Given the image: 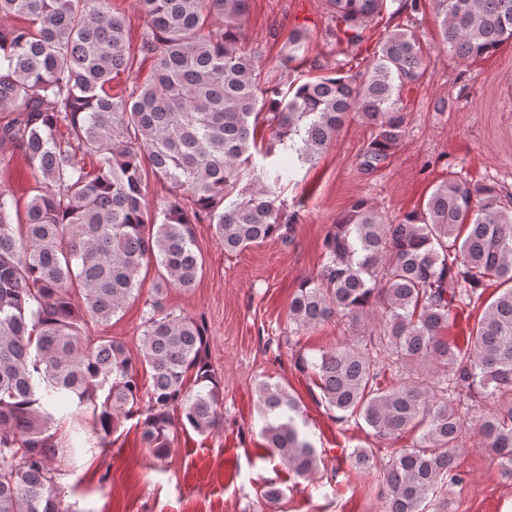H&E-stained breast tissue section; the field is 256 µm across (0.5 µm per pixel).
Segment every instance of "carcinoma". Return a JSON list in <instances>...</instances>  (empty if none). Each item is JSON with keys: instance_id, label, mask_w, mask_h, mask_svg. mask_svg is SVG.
I'll list each match as a JSON object with an SVG mask.
<instances>
[{"instance_id": "obj_1", "label": "carcinoma", "mask_w": 512, "mask_h": 512, "mask_svg": "<svg viewBox=\"0 0 512 512\" xmlns=\"http://www.w3.org/2000/svg\"><path fill=\"white\" fill-rule=\"evenodd\" d=\"M387 2L326 0L338 39L359 43ZM433 3L443 47L460 60L512 42V0ZM139 4L147 23L133 53L112 0H0L1 20L26 21L0 28V173L17 151L40 184L23 224L0 185V512H72L49 464L76 463L75 444L60 446L51 433L72 407L91 413L103 445L140 417L159 462L172 444L171 412L199 434L222 425L204 326L163 304L166 289L189 290L202 271L193 225H213L227 253L288 239L294 221L281 188L294 162L315 164L356 114L375 129L361 165L377 167L405 133L401 91L425 73L427 47L396 28L363 73L316 76L283 94L263 86L261 52L241 32L249 0ZM304 38L291 32L286 62L299 60ZM139 57L153 60L152 78L112 95V81ZM260 125L272 130L263 154L272 161L259 166ZM150 176L169 186L154 208ZM323 247L289 321L297 331L339 315L371 326L359 342L298 356V366L337 421L385 440L414 435L385 463L384 512H448L470 413L483 402L495 405L480 419L485 447L512 475V192L450 173L398 224L358 199ZM152 260L160 281L145 301L138 359L121 342L90 343L88 321H107L136 297ZM493 282L498 296L484 306ZM480 305L463 348L449 326ZM424 365L435 368L427 383L414 378ZM141 371L151 379L144 395ZM256 405L266 447L293 478L312 479L320 457L298 399L265 380ZM349 460L369 471L375 449L356 448Z\"/></svg>"}]
</instances>
